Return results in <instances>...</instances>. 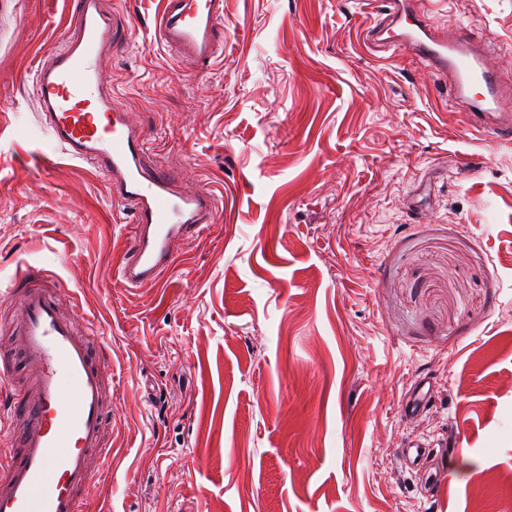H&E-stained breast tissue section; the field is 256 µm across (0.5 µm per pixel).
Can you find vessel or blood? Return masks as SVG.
I'll list each match as a JSON object with an SVG mask.
<instances>
[{
    "label": "vessel or blood",
    "instance_id": "obj_1",
    "mask_svg": "<svg viewBox=\"0 0 512 512\" xmlns=\"http://www.w3.org/2000/svg\"><path fill=\"white\" fill-rule=\"evenodd\" d=\"M72 31L35 68L34 93L44 129L64 160L101 175L114 205L133 219L117 264L126 287L156 286L175 269L185 240L214 222L216 200L186 191L180 173L154 165L142 129L112 97L103 62L115 45L103 0H68ZM370 40L407 53L451 80V101L465 107L484 142L512 139V88L463 27H436L413 0H386ZM154 39L179 59L209 67L224 52V0H160ZM0 333V381L22 353L29 389L0 406L13 422L12 447L0 452V512H82L96 482L91 458L109 460L107 383L112 357L94 332L79 334L81 308L65 312L61 283L44 270H18L6 290Z\"/></svg>",
    "mask_w": 512,
    "mask_h": 512
}]
</instances>
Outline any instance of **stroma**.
<instances>
[{"instance_id":"stroma-1","label":"stroma","mask_w":512,"mask_h":512,"mask_svg":"<svg viewBox=\"0 0 512 512\" xmlns=\"http://www.w3.org/2000/svg\"><path fill=\"white\" fill-rule=\"evenodd\" d=\"M112 93L214 224L157 288L114 271L128 215L43 156L35 65L67 0H0V285L57 277L112 354V460L83 512H512V141L365 38L382 0H224V56L106 0ZM512 61V0H421ZM426 411L400 406L418 382ZM457 445L440 496L397 454Z\"/></svg>"}]
</instances>
